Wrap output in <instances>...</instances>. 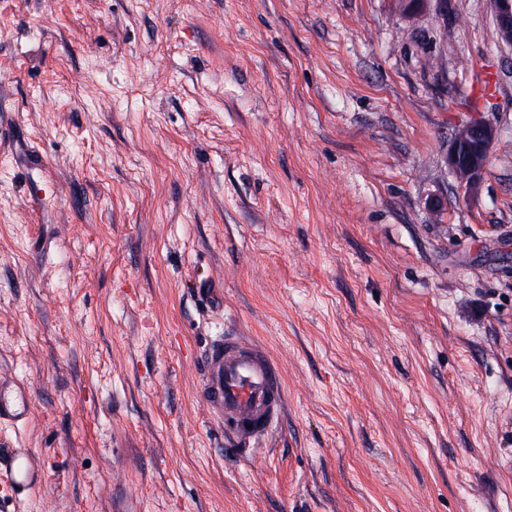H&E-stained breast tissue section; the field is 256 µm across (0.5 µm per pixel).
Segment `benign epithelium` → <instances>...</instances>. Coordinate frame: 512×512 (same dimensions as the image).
Wrapping results in <instances>:
<instances>
[{
	"label": "benign epithelium",
	"mask_w": 512,
	"mask_h": 512,
	"mask_svg": "<svg viewBox=\"0 0 512 512\" xmlns=\"http://www.w3.org/2000/svg\"><path fill=\"white\" fill-rule=\"evenodd\" d=\"M497 41L512 44V0H491ZM499 130L491 122L473 119L460 126L448 149V167L468 196L478 194L488 159L498 140Z\"/></svg>",
	"instance_id": "benign-epithelium-1"
}]
</instances>
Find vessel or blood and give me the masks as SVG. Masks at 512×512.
<instances>
[{"label": "vessel or blood", "instance_id": "obj_1", "mask_svg": "<svg viewBox=\"0 0 512 512\" xmlns=\"http://www.w3.org/2000/svg\"><path fill=\"white\" fill-rule=\"evenodd\" d=\"M199 368L198 395L209 418L230 446L251 457L257 442L272 434L284 414L286 392L278 366L251 340L233 334L211 337L199 355ZM31 412L27 383L0 376V425H26ZM0 476L18 498L44 480L30 450L5 440L0 441Z\"/></svg>", "mask_w": 512, "mask_h": 512}]
</instances>
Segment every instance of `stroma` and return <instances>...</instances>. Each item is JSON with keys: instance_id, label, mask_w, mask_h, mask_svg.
Here are the masks:
<instances>
[{"instance_id": "1", "label": "stroma", "mask_w": 512, "mask_h": 512, "mask_svg": "<svg viewBox=\"0 0 512 512\" xmlns=\"http://www.w3.org/2000/svg\"><path fill=\"white\" fill-rule=\"evenodd\" d=\"M224 332L286 381L254 461L197 397ZM1 373L45 482L0 512H512L490 0H0ZM498 137V128L483 119H473L456 130L448 149V167L467 196L478 194ZM31 412L28 384L0 376V425L24 426L29 423Z\"/></svg>"}]
</instances>
